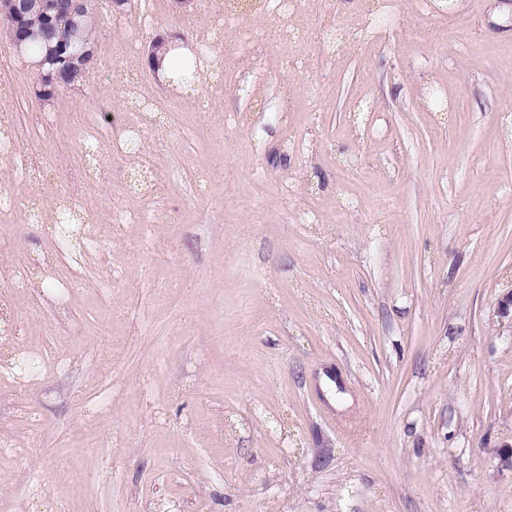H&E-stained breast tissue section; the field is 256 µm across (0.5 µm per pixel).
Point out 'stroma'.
<instances>
[{"instance_id":"35a3bbf8","label":"stroma","mask_w":512,"mask_h":512,"mask_svg":"<svg viewBox=\"0 0 512 512\" xmlns=\"http://www.w3.org/2000/svg\"><path fill=\"white\" fill-rule=\"evenodd\" d=\"M217 8L95 0L98 67L49 100L28 64L0 70L18 148L56 170L0 165V195L49 215L0 214V287L53 259L7 300L0 355L65 362L0 379V512H512V0H400L332 61L319 33L361 38L355 0H301L294 46L246 69L228 30L209 81H163L151 37L196 53ZM131 127L136 147L86 156L89 130ZM71 197L96 257L60 241ZM0 208L13 210L16 208L24 209L29 219L34 223H43V213L40 206H36L34 201L30 198H17V197H1Z\"/></svg>"}]
</instances>
